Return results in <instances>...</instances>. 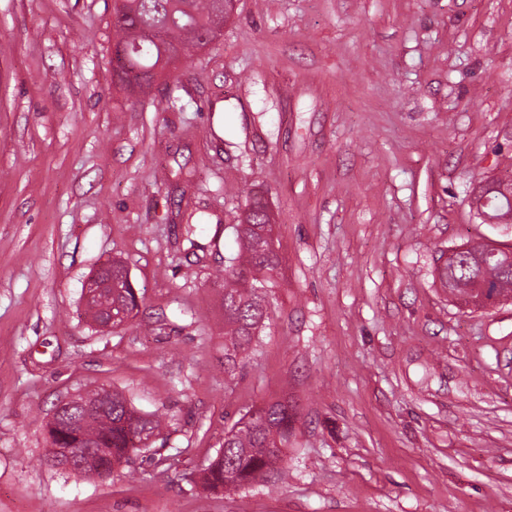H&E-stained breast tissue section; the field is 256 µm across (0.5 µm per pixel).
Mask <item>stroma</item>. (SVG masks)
Returning <instances> with one entry per match:
<instances>
[{
    "mask_svg": "<svg viewBox=\"0 0 512 512\" xmlns=\"http://www.w3.org/2000/svg\"><path fill=\"white\" fill-rule=\"evenodd\" d=\"M113 8L0 0V512H512V302L461 306L436 272L512 245L470 203L512 176V0H238L145 94ZM254 196L281 263L228 374ZM114 259L139 307L108 332L83 292ZM100 387L161 434L104 478L48 467L57 403ZM276 401L279 471L205 488L225 428Z\"/></svg>",
    "mask_w": 512,
    "mask_h": 512,
    "instance_id": "1",
    "label": "stroma"
}]
</instances>
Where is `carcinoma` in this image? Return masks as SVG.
<instances>
[{"instance_id":"1","label":"carcinoma","mask_w":512,"mask_h":512,"mask_svg":"<svg viewBox=\"0 0 512 512\" xmlns=\"http://www.w3.org/2000/svg\"><path fill=\"white\" fill-rule=\"evenodd\" d=\"M228 0H118L115 12L124 16L119 25V42L127 50L124 69L116 73L122 83L130 75H141L136 88L145 91L153 85L147 74L164 70L171 64L169 51L202 48L214 23L221 3ZM483 209L491 216L512 213V200L498 192L488 194ZM237 251L230 258L224 276V335L230 337L232 357L228 366L236 365L235 357L248 352L255 336L269 316L270 306L262 289L270 283L280 266V254L273 246L274 224L265 203L255 198L249 204L241 223L233 226ZM508 256L501 251L485 254V244L467 246V252L454 264L437 267L443 287L453 281L452 290L466 293L489 281L500 294H512V275L503 272ZM138 308V297L130 282L112 289V313L132 315ZM80 404L63 411L49 421L48 434L60 427H75L71 447L81 453V474L100 475L105 464L102 449L112 450V463L118 466L128 459L130 435L147 431L157 434L162 417L152 413L137 414L122 393L112 391V403L95 415L84 417L83 405L100 403L99 392L78 396ZM292 416L288 405L275 402L247 412L224 432V446L203 471L205 485L218 490L244 487L275 471L282 461V446L288 443Z\"/></svg>"}]
</instances>
